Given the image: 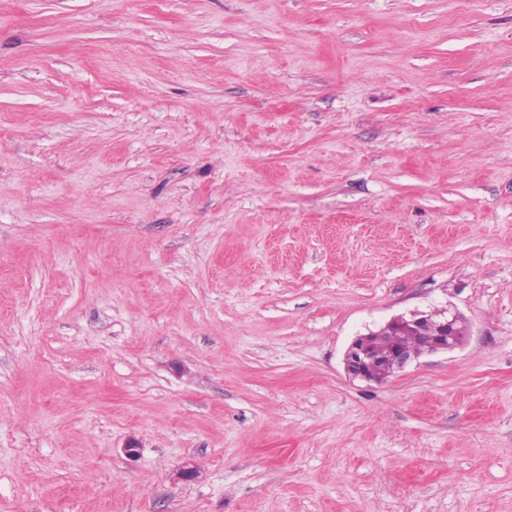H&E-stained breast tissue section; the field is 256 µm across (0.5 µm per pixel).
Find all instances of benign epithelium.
Returning a JSON list of instances; mask_svg holds the SVG:
<instances>
[{
  "mask_svg": "<svg viewBox=\"0 0 512 512\" xmlns=\"http://www.w3.org/2000/svg\"><path fill=\"white\" fill-rule=\"evenodd\" d=\"M386 326L394 327V334L399 336L410 333L421 338L423 349L415 352L401 345L393 344L386 352L375 355L373 343L376 332L370 331L357 336L344 354V366L353 379L367 383L377 381L376 375L393 376L423 355L448 353L463 345L468 335L465 318L449 309L438 315L433 312L413 311L409 315L393 317Z\"/></svg>",
  "mask_w": 512,
  "mask_h": 512,
  "instance_id": "benign-epithelium-1",
  "label": "benign epithelium"
}]
</instances>
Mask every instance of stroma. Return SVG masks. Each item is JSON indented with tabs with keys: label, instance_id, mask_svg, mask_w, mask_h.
Returning <instances> with one entry per match:
<instances>
[{
	"label": "stroma",
	"instance_id": "stroma-1",
	"mask_svg": "<svg viewBox=\"0 0 512 512\" xmlns=\"http://www.w3.org/2000/svg\"><path fill=\"white\" fill-rule=\"evenodd\" d=\"M0 512H512V0H0ZM389 326L394 327L396 336L410 333L412 336H399L398 344H392L381 356H375L373 343L376 335ZM468 335V325L459 312L449 309L442 311V318L435 312L413 311L408 316L393 317L377 332L356 336L344 354V366L347 374L353 379L367 383L378 382L377 374H384L387 380L390 376L404 371L413 361L423 355L448 353L463 345ZM421 338L424 348L420 349ZM406 348H404V347ZM413 348V349H408ZM379 368V372L376 370Z\"/></svg>",
	"mask_w": 512,
	"mask_h": 512
}]
</instances>
